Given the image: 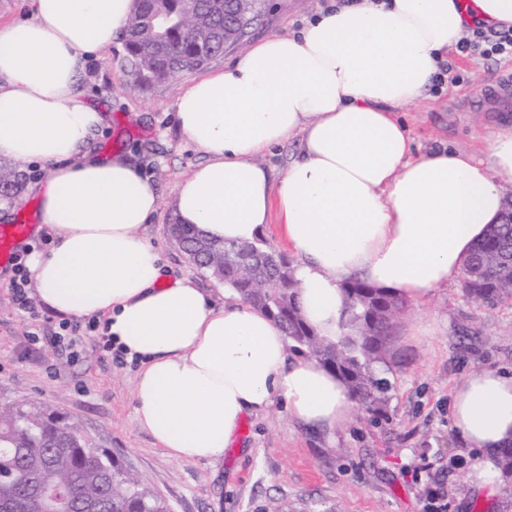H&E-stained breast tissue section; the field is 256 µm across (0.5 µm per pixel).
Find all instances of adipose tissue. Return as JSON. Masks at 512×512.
I'll use <instances>...</instances> for the list:
<instances>
[{
    "mask_svg": "<svg viewBox=\"0 0 512 512\" xmlns=\"http://www.w3.org/2000/svg\"><path fill=\"white\" fill-rule=\"evenodd\" d=\"M30 6L31 20L0 27V155L47 170L34 189L58 243L29 260L43 303L105 317L113 342L139 364L135 420L175 460L223 458L243 417L277 403L312 428L350 421L340 378L312 358H290L273 320L235 293L218 306L164 277L136 232L159 207L155 185L125 154L90 150L104 117L79 75L122 32L135 0ZM473 24L512 28V0H355L192 81L176 117L209 160L176 186L179 222L247 243L279 212L299 258L303 315L322 336L339 335L342 285L354 277L426 304L462 274L512 181V127L492 133L481 157L417 156L395 116L422 99ZM296 136L299 156L273 181L258 156ZM451 416L473 453L472 483L495 490L499 452L512 445V372L469 374Z\"/></svg>",
    "mask_w": 512,
    "mask_h": 512,
    "instance_id": "1",
    "label": "adipose tissue"
}]
</instances>
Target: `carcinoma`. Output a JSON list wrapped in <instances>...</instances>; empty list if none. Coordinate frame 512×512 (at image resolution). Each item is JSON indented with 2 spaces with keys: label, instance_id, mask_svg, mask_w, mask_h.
Instances as JSON below:
<instances>
[{
  "label": "carcinoma",
  "instance_id": "1",
  "mask_svg": "<svg viewBox=\"0 0 512 512\" xmlns=\"http://www.w3.org/2000/svg\"><path fill=\"white\" fill-rule=\"evenodd\" d=\"M164 11L184 21L160 35L148 18ZM225 0H136L122 32L124 65L133 83L152 87L198 70L237 41L246 26ZM24 186L23 174L0 166V196ZM168 232L202 272L224 283L244 302L277 322L289 349L335 372L363 409L379 412L389 400L388 374L397 365L393 340L405 301L387 288L360 280L343 287L341 332L319 335L302 315L293 262L266 239L238 244L212 240L192 225L173 222ZM466 295L475 302L512 300V202L488 226L463 271ZM67 490L75 507L64 511L35 492L31 483ZM112 500V512H169L166 501L127 471L119 460L90 448L67 418L48 408L0 403V512H81L84 504Z\"/></svg>",
  "mask_w": 512,
  "mask_h": 512
}]
</instances>
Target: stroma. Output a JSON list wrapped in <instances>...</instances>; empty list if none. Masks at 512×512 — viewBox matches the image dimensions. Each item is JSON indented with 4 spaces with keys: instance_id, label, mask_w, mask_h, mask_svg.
<instances>
[{
    "instance_id": "35a3bbf8",
    "label": "stroma",
    "mask_w": 512,
    "mask_h": 512,
    "mask_svg": "<svg viewBox=\"0 0 512 512\" xmlns=\"http://www.w3.org/2000/svg\"><path fill=\"white\" fill-rule=\"evenodd\" d=\"M323 0H262L259 17L243 43L225 48L207 66L232 65L244 48L273 35H297ZM121 41L89 57L79 87L104 114L92 140L101 153L121 150L141 167L160 196L158 210L139 234L162 254L169 279H191L215 301L222 283L202 274L173 243L168 225L177 183L207 160L177 125L174 103L196 79L187 72L170 84L141 89L130 84ZM461 83L428 91L400 118L416 153L443 148L482 154L486 137L512 126V112H490L476 99L489 72L512 69L511 61H475L445 54ZM9 274L0 275V398L49 405L69 416L91 447L117 458L171 512H271L287 504L296 512H424L427 488H439L447 512H512L503 493L473 494L468 481L471 452L451 419V392L466 375L512 368V302H472L462 282L439 287L425 305L409 306L394 347L402 362L383 416L354 412L332 432L293 422L282 406L245 416L236 441L215 462H179L165 455L136 426L137 365H118L87 346L69 363L51 344H30L28 332L61 314L39 305V319L18 311Z\"/></svg>"
}]
</instances>
